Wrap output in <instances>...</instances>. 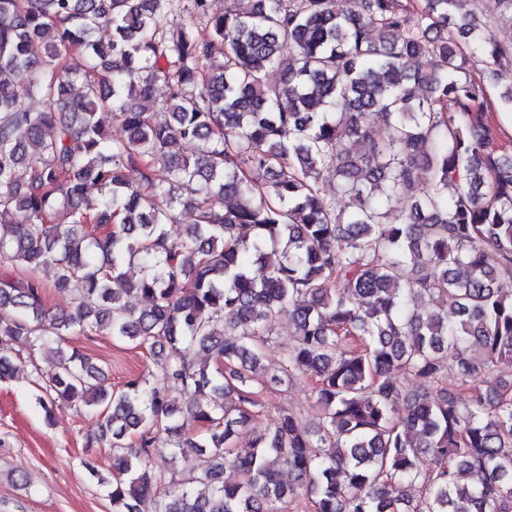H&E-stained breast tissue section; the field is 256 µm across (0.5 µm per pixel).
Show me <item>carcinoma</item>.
<instances>
[{
  "mask_svg": "<svg viewBox=\"0 0 512 512\" xmlns=\"http://www.w3.org/2000/svg\"><path fill=\"white\" fill-rule=\"evenodd\" d=\"M182 1L206 33L169 24ZM208 2L0 0V266L21 273L0 277V379L24 348L59 356L36 401L48 419L63 402L96 416L112 512H512V146L485 91L512 108V35L458 0ZM394 197L410 207L389 222ZM44 267L67 307L47 308ZM281 315L293 343L266 368ZM100 333L154 369L106 386L62 347ZM297 375L318 421L282 407L237 447L264 408L255 386ZM186 448L194 474L154 469Z\"/></svg>",
  "mask_w": 512,
  "mask_h": 512,
  "instance_id": "obj_1",
  "label": "carcinoma"
}]
</instances>
